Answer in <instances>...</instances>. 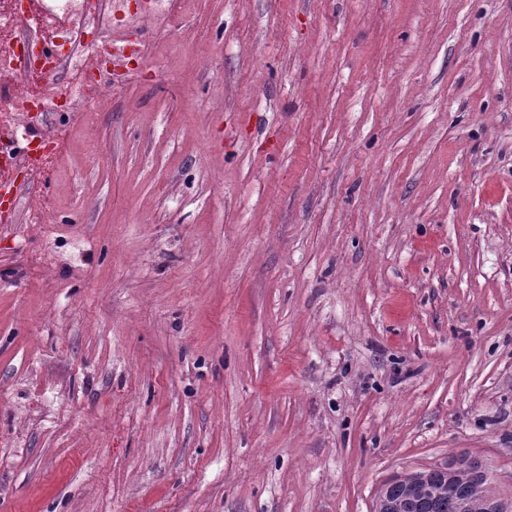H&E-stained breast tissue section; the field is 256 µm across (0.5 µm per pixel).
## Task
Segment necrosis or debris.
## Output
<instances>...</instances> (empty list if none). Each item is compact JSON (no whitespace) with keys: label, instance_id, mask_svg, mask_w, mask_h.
Here are the masks:
<instances>
[{"label":"necrosis or debris","instance_id":"1","mask_svg":"<svg viewBox=\"0 0 512 512\" xmlns=\"http://www.w3.org/2000/svg\"><path fill=\"white\" fill-rule=\"evenodd\" d=\"M68 25L57 28V51L47 54L41 29L54 16L45 0H0V78L10 83L0 93V169L44 173L57 152L49 147L23 145L27 125L48 112H70L81 94H96L94 75L80 63L83 50L95 48L102 70L112 68L111 44L105 33L107 0H60ZM65 84H57L61 73Z\"/></svg>","mask_w":512,"mask_h":512}]
</instances>
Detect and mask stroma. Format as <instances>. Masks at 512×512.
<instances>
[{
  "label": "stroma",
  "instance_id": "1",
  "mask_svg": "<svg viewBox=\"0 0 512 512\" xmlns=\"http://www.w3.org/2000/svg\"><path fill=\"white\" fill-rule=\"evenodd\" d=\"M140 24L0 227V512H375L460 456L512 496V0Z\"/></svg>",
  "mask_w": 512,
  "mask_h": 512
}]
</instances>
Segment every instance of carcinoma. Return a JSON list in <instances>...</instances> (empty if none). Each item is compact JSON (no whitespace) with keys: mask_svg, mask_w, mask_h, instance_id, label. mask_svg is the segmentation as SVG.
Here are the masks:
<instances>
[{"mask_svg":"<svg viewBox=\"0 0 512 512\" xmlns=\"http://www.w3.org/2000/svg\"><path fill=\"white\" fill-rule=\"evenodd\" d=\"M420 475L422 484L412 497L407 496L403 480L386 483L376 512H460L463 502L471 505L470 512H482L484 500L498 498L488 479H474L470 469L455 465L453 460L444 469L433 468Z\"/></svg>","mask_w":512,"mask_h":512,"instance_id":"carcinoma-1","label":"carcinoma"}]
</instances>
